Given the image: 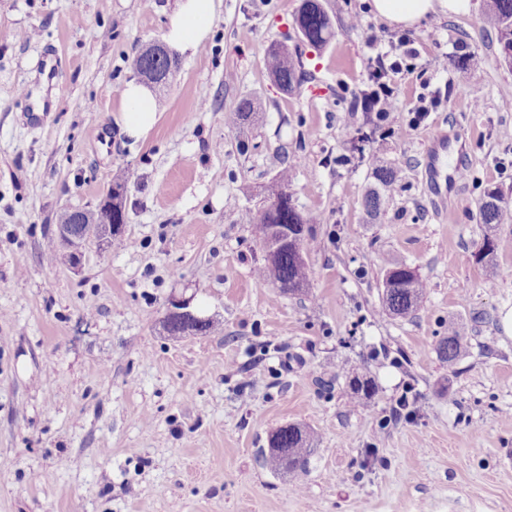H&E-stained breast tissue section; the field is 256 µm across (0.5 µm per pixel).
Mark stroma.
I'll return each mask as SVG.
<instances>
[{"label":"stroma","instance_id":"obj_1","mask_svg":"<svg viewBox=\"0 0 512 512\" xmlns=\"http://www.w3.org/2000/svg\"><path fill=\"white\" fill-rule=\"evenodd\" d=\"M471 2L405 27L373 0H328L335 36L319 51L294 29L299 0H215L135 141L120 92L176 0H0V512H512V252L491 288L472 258L487 189L512 235V68ZM375 30L412 35L418 57L392 77V122L373 127L352 106ZM274 40L308 74L294 94L265 69ZM427 82L443 104L409 127ZM244 99L256 110L232 128ZM452 130L468 175L440 208L426 149ZM375 156L399 180L370 218ZM285 167L297 208L319 217L306 296L254 277L264 251L241 220ZM127 170L122 235L48 264L61 212L94 209ZM401 262L427 285L408 318L382 308ZM174 295L210 330L169 336ZM452 322L469 340L451 369L436 347ZM361 369L375 391L354 407ZM286 423L315 434L297 481L260 458Z\"/></svg>","mask_w":512,"mask_h":512}]
</instances>
